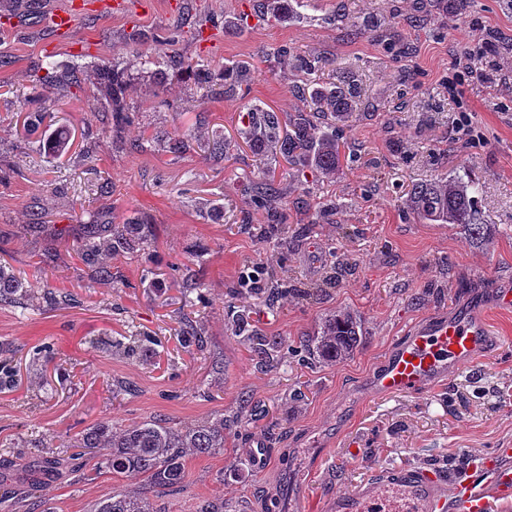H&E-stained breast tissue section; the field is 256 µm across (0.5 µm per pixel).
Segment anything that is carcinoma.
<instances>
[{
    "label": "carcinoma",
    "mask_w": 512,
    "mask_h": 512,
    "mask_svg": "<svg viewBox=\"0 0 512 512\" xmlns=\"http://www.w3.org/2000/svg\"><path fill=\"white\" fill-rule=\"evenodd\" d=\"M296 7L292 0H258V8L273 17L287 14ZM54 81L81 86V70L74 65L62 67L54 61L48 64ZM127 86L125 71L112 69L98 74L97 100L112 103V132L120 135L132 122L133 113L125 111L121 96ZM357 88L343 79L334 83H304L300 98L302 106L281 122L278 115L260 105L246 109L248 143L258 149L268 145L291 162L296 158L309 160L325 176H334L341 166V152L332 123L347 119L353 112ZM71 134L59 129L48 140V153L61 155L69 148ZM253 203L266 204L274 192L272 184L253 183ZM479 182L469 174L448 176L433 182L412 186L407 195V207L420 221L448 224L463 229L477 241L485 238L488 225L478 206ZM56 245L71 249L98 282H112V266L103 258L131 256L150 244L154 227L138 216L122 224L103 219L99 211L87 212V221L74 237L65 228H50ZM336 285V272L324 280L296 289V295L308 299ZM241 288L273 297L283 292L273 281L259 283L246 277ZM29 297L25 276L8 263L0 262V301ZM361 320L347 309H340L324 318L316 336L302 341L304 351L316 363H331L348 359L361 344ZM78 449L77 455L90 456L112 472L114 477L134 478L142 487L124 494L107 495L98 500L91 512H156L145 491L163 494L184 483L186 457L212 454L224 449V417L219 416L200 424L177 428L161 421H149L133 427L101 422L67 443Z\"/></svg>",
    "instance_id": "obj_1"
}]
</instances>
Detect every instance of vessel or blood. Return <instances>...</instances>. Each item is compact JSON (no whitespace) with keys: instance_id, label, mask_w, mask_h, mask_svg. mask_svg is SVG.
<instances>
[{"instance_id":"b4317fda","label":"vessel or blood","mask_w":512,"mask_h":512,"mask_svg":"<svg viewBox=\"0 0 512 512\" xmlns=\"http://www.w3.org/2000/svg\"><path fill=\"white\" fill-rule=\"evenodd\" d=\"M130 9L128 0H96L91 6L86 0H63L50 15V29L57 41L65 42L88 11ZM489 334L475 307L426 321L394 344L371 385L380 394L396 396L445 381L483 351ZM497 501L512 503V448L472 463L465 476L455 479L431 468L384 469L337 498L336 512H490Z\"/></svg>"}]
</instances>
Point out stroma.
<instances>
[{"instance_id": "stroma-1", "label": "stroma", "mask_w": 512, "mask_h": 512, "mask_svg": "<svg viewBox=\"0 0 512 512\" xmlns=\"http://www.w3.org/2000/svg\"><path fill=\"white\" fill-rule=\"evenodd\" d=\"M60 0H0V260L25 273L27 305L0 302V361L15 381L0 388V471L14 493L0 512H90L133 481L112 477L95 460L71 461L29 476L48 455L99 422L122 426L163 419L188 427L218 415L227 422L221 452L187 463L185 482L161 496L163 512H198L223 499L228 512H276L282 466L295 461L309 512H334L379 469L437 467L455 476L473 459L512 448V309L495 306L512 290V91L473 83L465 100L471 134L455 131L448 73L459 48L482 39L512 70V0H470L465 15L434 6L415 21L417 0H301L286 20L255 12L254 0H139L131 14L82 17L71 44L55 43L46 15ZM378 25L357 33L354 21ZM324 62L322 82L354 76L358 94L348 121L336 124L342 166L331 178L274 149L250 148L241 133L248 105L296 112L303 72L280 50ZM163 64L156 87L141 61ZM208 63L209 86L195 85L185 60ZM130 69L125 99L135 119L124 146L113 145L111 113L79 89L49 82L46 64ZM243 62L245 81L224 85V67ZM48 95L49 126L23 129L32 88ZM66 127L73 144L48 154L51 130ZM187 132L181 156L165 135ZM230 144L226 159L206 141ZM144 141L129 150L128 142ZM275 172L274 205L287 245L261 235L268 222L245 189L265 168ZM472 172L490 231L472 241L460 228L426 224L406 205L412 185ZM109 184L110 194L100 192ZM111 208L115 223L132 215L155 224L157 240L112 261L114 282L92 281L72 253L37 261L44 240L34 217L63 226L80 207ZM350 265L336 287L313 301L292 291L317 282L335 259ZM278 279L287 292L270 300L240 286L244 270ZM70 294L49 304L46 291ZM480 307L492 345L447 381L420 392L382 397L369 384L393 343L412 326ZM340 308L356 313L364 344L333 366L309 360L299 346ZM248 315L251 329L274 338L262 361L236 337L229 320ZM198 321L203 349L186 346L182 319ZM143 336L146 348L112 349V340ZM264 449L257 467L253 450Z\"/></svg>"}]
</instances>
